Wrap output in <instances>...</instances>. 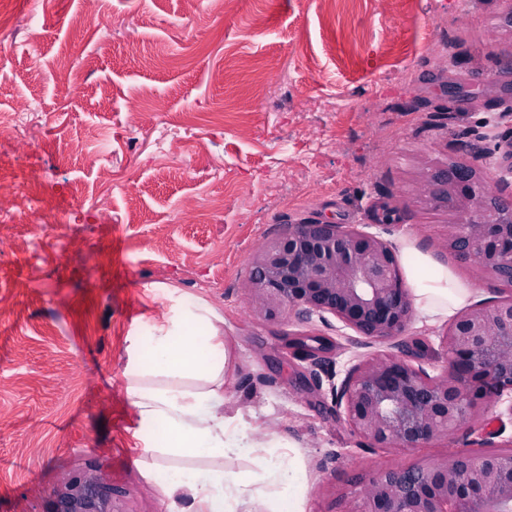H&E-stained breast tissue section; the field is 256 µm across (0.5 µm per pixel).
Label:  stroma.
<instances>
[{"mask_svg": "<svg viewBox=\"0 0 512 512\" xmlns=\"http://www.w3.org/2000/svg\"><path fill=\"white\" fill-rule=\"evenodd\" d=\"M98 23L73 37L70 20ZM504 0H0V113L43 119L0 140V512H50L77 476L111 512H170L126 391L135 344L180 309L211 307L233 352L224 412L294 449L304 512H351L365 485L487 441L512 414L406 449L369 448L330 390L377 354L438 371L446 319L414 315L372 341L335 318L267 316L251 260L289 226L324 220L414 248L468 286L512 299L446 247L456 217L423 188L455 163L496 172L485 120L512 131ZM98 155L108 172L87 164Z\"/></svg>", "mask_w": 512, "mask_h": 512, "instance_id": "35a3bbf8", "label": "stroma"}]
</instances>
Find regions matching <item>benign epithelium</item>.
I'll return each instance as SVG.
<instances>
[{
	"label": "benign epithelium",
	"instance_id": "obj_1",
	"mask_svg": "<svg viewBox=\"0 0 512 512\" xmlns=\"http://www.w3.org/2000/svg\"><path fill=\"white\" fill-rule=\"evenodd\" d=\"M485 157L512 183V142L495 136ZM432 198L457 216L446 246L484 273L512 285V197L472 172L438 168L424 181ZM246 292L259 312L303 318L331 314L344 327L379 341L401 335L412 304L398 259L381 236L324 221H305L265 242L252 257ZM446 367L383 355L353 365L333 401L370 448H418L445 439L485 409L512 398V300L469 307L442 334ZM112 489L78 479L58 491L51 512H105ZM349 512H512V454L448 453L384 470Z\"/></svg>",
	"mask_w": 512,
	"mask_h": 512
}]
</instances>
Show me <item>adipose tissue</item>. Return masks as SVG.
Wrapping results in <instances>:
<instances>
[{"mask_svg": "<svg viewBox=\"0 0 512 512\" xmlns=\"http://www.w3.org/2000/svg\"><path fill=\"white\" fill-rule=\"evenodd\" d=\"M418 311L435 320L464 306L467 287L447 273L430 272L409 252ZM211 308L202 305L173 316L159 328L153 354H134L125 369L127 391L143 430L163 428L151 451L154 474L170 492L189 490L205 512H242L245 501H260L266 512H302L307 476L297 455L276 452L224 414V341ZM246 458V471L218 468L220 460ZM208 459L211 467L186 468V459Z\"/></svg>", "mask_w": 512, "mask_h": 512, "instance_id": "adipose-tissue-1", "label": "adipose tissue"}]
</instances>
